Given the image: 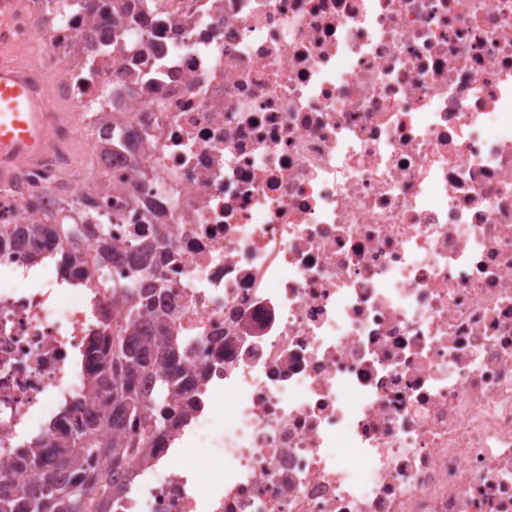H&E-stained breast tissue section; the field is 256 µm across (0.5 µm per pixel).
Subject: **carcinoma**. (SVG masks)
<instances>
[{
    "label": "carcinoma",
    "mask_w": 512,
    "mask_h": 512,
    "mask_svg": "<svg viewBox=\"0 0 512 512\" xmlns=\"http://www.w3.org/2000/svg\"><path fill=\"white\" fill-rule=\"evenodd\" d=\"M16 234L22 240L43 238L41 224H24L17 231L0 225V237ZM154 282L133 276L126 288L124 325L119 333L126 342L111 344L100 360V370L86 377L83 401L104 402L112 407L109 422H87L66 413L55 420L53 435L30 449L22 466L38 472L44 488L38 493L20 490L0 497V512H86L88 501L102 488L104 477L84 468L95 456H110L115 465L130 459L146 461L156 439L171 433L186 393V378L179 341L167 335L163 313L155 306ZM141 374L154 377L161 397L150 401L138 386ZM107 429L110 439L103 441Z\"/></svg>",
    "instance_id": "obj_1"
}]
</instances>
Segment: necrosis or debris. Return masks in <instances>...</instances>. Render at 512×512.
I'll return each instance as SVG.
<instances>
[{"instance_id":"1","label":"necrosis or debris","mask_w":512,"mask_h":512,"mask_svg":"<svg viewBox=\"0 0 512 512\" xmlns=\"http://www.w3.org/2000/svg\"><path fill=\"white\" fill-rule=\"evenodd\" d=\"M59 2L0 0L53 114L0 224L84 227L0 248V466L159 231L193 402L89 512H512V0Z\"/></svg>"}]
</instances>
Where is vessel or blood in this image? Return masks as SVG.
I'll return each instance as SVG.
<instances>
[{"instance_id":"b4317fda","label":"vessel or blood","mask_w":512,"mask_h":512,"mask_svg":"<svg viewBox=\"0 0 512 512\" xmlns=\"http://www.w3.org/2000/svg\"><path fill=\"white\" fill-rule=\"evenodd\" d=\"M47 108L19 71L0 65V168L39 158L46 151Z\"/></svg>"}]
</instances>
